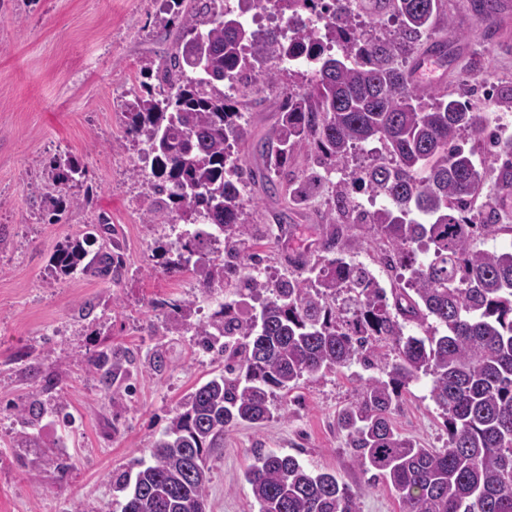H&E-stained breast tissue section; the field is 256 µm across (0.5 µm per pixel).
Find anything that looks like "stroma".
<instances>
[{
	"instance_id": "35a3bbf8",
	"label": "stroma",
	"mask_w": 512,
	"mask_h": 512,
	"mask_svg": "<svg viewBox=\"0 0 512 512\" xmlns=\"http://www.w3.org/2000/svg\"><path fill=\"white\" fill-rule=\"evenodd\" d=\"M162 16V0H0V512H120L113 475L149 459L179 400L224 366L193 343L196 326L235 297L231 288L209 296L200 290L202 271L221 252L208 248L201 261L177 266L174 244L190 227L146 223L151 188L132 173L150 164L144 143L126 130L123 95L137 82L141 58L171 47L159 27ZM435 38L447 41L448 58L423 76L424 84L445 94L478 85L512 96V0H500L489 26L471 0H443ZM283 91L278 82L249 96L252 139L238 153L254 169L262 167L254 142L275 122ZM61 153L86 167L73 192L90 196L93 205L51 224L42 217L39 190L49 161ZM339 180L331 175L289 206L262 187L247 191L255 250L269 276L303 275V259H326L324 216ZM489 203L504 229L479 236L478 248H512V195L486 181L477 204ZM102 218L111 230L99 233L95 245H119L121 276L53 273L58 247L87 235ZM344 239L340 257L363 263L386 287L396 285L395 272L379 262L382 245L369 225H350ZM169 302L181 305L176 335L166 330ZM109 349L130 351L138 367L106 391L88 359ZM158 349L168 357L159 373L148 364ZM370 375L354 363L303 379L272 399L273 417L264 425L225 432L206 512H258L244 473L271 451L336 472L357 494L360 512H400L397 491L363 471L337 426L339 412ZM30 406L41 411L32 427L23 414ZM392 421L424 447L448 445L428 381L409 385ZM30 429L59 442L70 463L65 474L44 467L42 449L22 447Z\"/></svg>"
}]
</instances>
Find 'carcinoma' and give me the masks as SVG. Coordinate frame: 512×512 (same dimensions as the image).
<instances>
[{"mask_svg": "<svg viewBox=\"0 0 512 512\" xmlns=\"http://www.w3.org/2000/svg\"><path fill=\"white\" fill-rule=\"evenodd\" d=\"M322 0H275L290 20ZM349 0H332L322 33L288 26L252 28L243 15L262 0H164L162 28L178 22L171 51L140 61L147 81L122 103L127 131L152 154L145 176L154 199L148 224H204L197 244L224 245V260L204 272L202 291L236 288L256 303L247 317L233 302L219 304L195 329V344L224 357V370L185 395L151 448L149 462L120 475L121 512H199L206 502L211 458L222 453L224 432L270 419V401L305 376H322L358 362L376 369L338 423L364 471L399 493L400 512H512V250L486 251L477 236L502 230L490 207L471 209L483 181L512 193V138L487 132L485 113L412 82L399 57L414 56L431 34L441 0H373L375 15L393 28L362 26ZM204 67L188 64L195 54ZM304 55L305 83L283 94L278 117L255 144L265 172L257 176L235 148L252 137L241 98L253 84L279 81L280 60ZM488 139L495 162L477 165L466 137ZM378 143L371 161L348 169L357 150ZM308 148L340 183L382 196L370 212L392 269L409 272L387 290L361 263L342 257L311 268L314 277L272 281L236 267L253 240L244 212L246 188L261 179L265 192L299 202L322 181L298 185L286 168ZM86 170L70 155L46 168L44 210L59 223L78 199L72 187ZM358 204L337 194L336 215ZM90 238L68 241L54 254L64 275L118 274L119 255L91 252ZM346 290L354 309L336 308ZM131 353L100 351L89 358L104 388L130 372ZM427 377L442 411L448 447L437 451L403 437L392 422L410 383ZM258 512H360L357 496L336 475L314 472L291 454L269 452L245 473Z\"/></svg>", "mask_w": 512, "mask_h": 512, "instance_id": "obj_1", "label": "carcinoma"}]
</instances>
